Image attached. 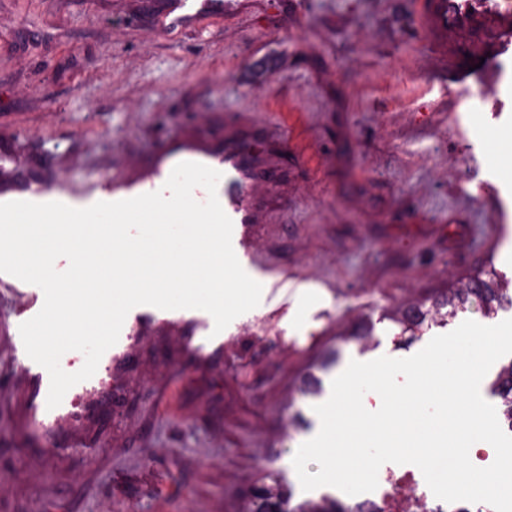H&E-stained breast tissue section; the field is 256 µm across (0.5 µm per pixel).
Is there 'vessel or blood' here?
<instances>
[{
  "label": "vessel or blood",
  "mask_w": 512,
  "mask_h": 512,
  "mask_svg": "<svg viewBox=\"0 0 512 512\" xmlns=\"http://www.w3.org/2000/svg\"><path fill=\"white\" fill-rule=\"evenodd\" d=\"M223 0H164V10L158 23L160 29L185 28L194 24L196 17L205 12L223 9ZM417 29L424 42L444 45L448 35V0H429L427 10L417 16ZM188 161L201 163L218 169L221 178L217 193L224 212L236 227L237 244L248 250L252 238L251 189L255 178L254 160L240 142L225 140L221 149L203 148L193 151L191 146L178 147L177 151L161 164L163 172H172L175 165ZM155 174L149 173L138 180H129L116 174L112 177V198L119 201L140 195L142 189L153 184ZM10 294L15 304V323H23L34 317L41 309L38 293L31 288L14 287ZM32 373V393L28 405L29 414L47 421L54 431L72 426L75 414L68 402L56 408H48L47 396L50 387L48 372L37 363H29Z\"/></svg>",
  "instance_id": "1"
}]
</instances>
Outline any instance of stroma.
Listing matches in <instances>:
<instances>
[{
  "instance_id": "1",
  "label": "stroma",
  "mask_w": 512,
  "mask_h": 512,
  "mask_svg": "<svg viewBox=\"0 0 512 512\" xmlns=\"http://www.w3.org/2000/svg\"><path fill=\"white\" fill-rule=\"evenodd\" d=\"M160 0H0V200L45 179L80 193L135 179L160 150L220 145L232 115L251 124L272 164L252 191L249 258L330 298L307 331L288 333L287 306L211 344L199 323L140 327L112 361L98 402L52 438L27 440L28 378L15 350L14 303L0 296V501L10 512H243L282 478L332 352L396 345L386 309L429 298L500 266L512 246V97L503 111L456 121L453 97L430 83L438 53L392 31L423 0H224L199 31L153 30ZM320 57L323 71L304 66ZM342 84L347 110L330 88ZM295 131L282 137L283 125ZM348 159H341L344 144ZM497 180L478 191L488 171ZM381 183L384 207L348 196L346 181ZM374 324L370 342L355 333ZM141 393L123 412L125 391ZM112 410L96 444L95 405Z\"/></svg>"
}]
</instances>
